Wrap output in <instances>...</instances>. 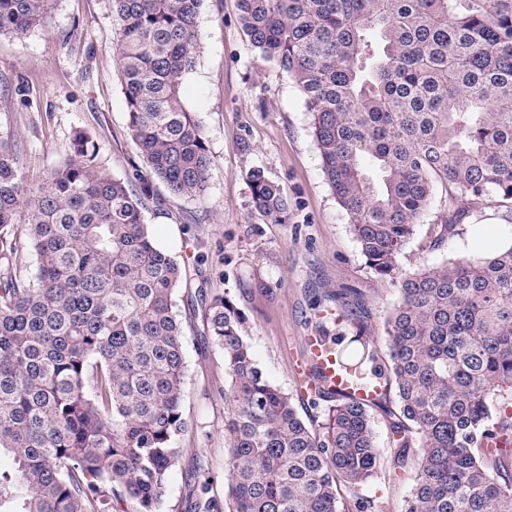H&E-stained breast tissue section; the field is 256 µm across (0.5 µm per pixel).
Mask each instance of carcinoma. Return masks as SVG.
I'll return each instance as SVG.
<instances>
[{"mask_svg": "<svg viewBox=\"0 0 512 512\" xmlns=\"http://www.w3.org/2000/svg\"><path fill=\"white\" fill-rule=\"evenodd\" d=\"M204 0H112L141 194L102 171L78 134L73 155L29 186L0 133V512H159L179 442L186 361L175 312L181 266L145 223L149 179L199 199L212 156L182 97ZM244 35L297 86L322 171L366 265L398 287L385 318L391 366L349 337L342 367L396 390L390 452L371 409L315 387L310 423L257 363L245 316L208 305L224 351L227 491L200 482L198 512H385L360 493L410 470L404 512H512V240L489 255L413 272L398 259L436 187L448 210L433 246L467 212H512V0H238ZM54 0H0V33L49 29ZM255 209L288 219L259 167ZM26 226V238L17 225Z\"/></svg>", "mask_w": 512, "mask_h": 512, "instance_id": "obj_1", "label": "carcinoma"}]
</instances>
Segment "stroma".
<instances>
[{
    "label": "stroma",
    "instance_id": "stroma-1",
    "mask_svg": "<svg viewBox=\"0 0 512 512\" xmlns=\"http://www.w3.org/2000/svg\"><path fill=\"white\" fill-rule=\"evenodd\" d=\"M198 37L183 92L212 155L208 189L204 198L188 200L153 181L144 212L160 246L183 269L175 311L185 332L183 410L190 427L161 512H194L196 473L209 477L213 495L226 490L227 377L224 353L207 332L212 296L231 298L243 312L255 360L304 416L313 409L294 365L306 336H353L349 315L358 313L377 362L389 364L384 321L399 297L391 280L366 266L323 177L304 99L275 63L251 47L237 0H205ZM0 131L14 134L31 186L43 185L50 170L71 156L80 133L96 143L98 166L133 180L142 160L127 128L112 0H56L49 30L0 34ZM255 167L287 197V223L255 210L247 179ZM445 205L444 194H435L399 257L400 269L489 252L512 236V213L485 204L471 210L463 236L431 248L432 226ZM341 288L355 291L344 308L330 299ZM411 489L407 476L386 469L362 493L386 512H403Z\"/></svg>",
    "mask_w": 512,
    "mask_h": 512
}]
</instances>
